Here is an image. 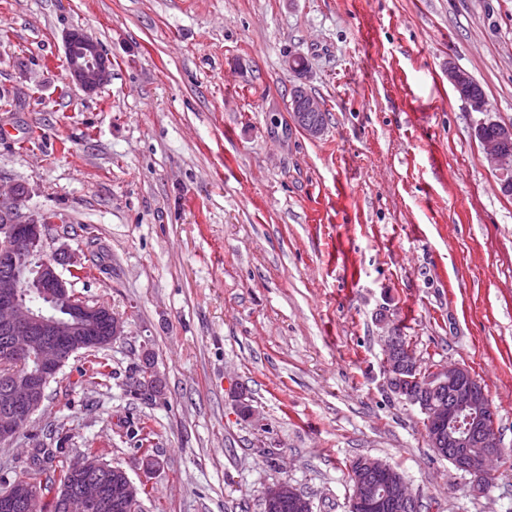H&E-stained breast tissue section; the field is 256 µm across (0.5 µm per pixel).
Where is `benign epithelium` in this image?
<instances>
[{"instance_id":"obj_1","label":"benign epithelium","mask_w":512,"mask_h":512,"mask_svg":"<svg viewBox=\"0 0 512 512\" xmlns=\"http://www.w3.org/2000/svg\"><path fill=\"white\" fill-rule=\"evenodd\" d=\"M112 61L83 30L65 37L66 81L92 94L111 78ZM290 112L293 123L307 136L317 138L325 121L307 119V113H325L321 101L304 84L293 87ZM512 139V125H502V139L481 140L485 159L499 175L501 187L512 185V151L503 142ZM46 213H33L27 196L19 186L0 189V359L23 364L31 358L34 365L11 375L0 383V444L15 440L46 400L50 382L68 360L82 351L108 348L124 335L123 320L99 303L81 298L74 282L64 277L59 265L70 274L80 271L82 259L76 252L66 260L45 252L51 238ZM395 336L384 339V368L388 377L414 370L417 362L409 357L397 361L392 353ZM451 384L454 395L449 404L428 406L419 403L418 393L407 391V400L419 405L432 439L448 435V447L457 449L453 462L486 484L487 461L471 455L477 443L485 448L501 449L495 428L488 426L482 414H474L485 392L481 383L460 364L439 366L421 385L431 390ZM363 466L381 477V485L354 487L349 502L357 512H395L412 503L406 481L388 473L377 459H366ZM147 487L135 485L126 472L101 460H80L73 482L58 499L60 512H112L126 497H137ZM286 496L296 512H312L309 499L286 481L266 487L265 500L272 503ZM37 490L31 480L20 478L0 489V512H33Z\"/></svg>"}]
</instances>
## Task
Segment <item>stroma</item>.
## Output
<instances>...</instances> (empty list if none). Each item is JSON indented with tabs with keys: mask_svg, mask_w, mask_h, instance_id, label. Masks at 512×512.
Instances as JSON below:
<instances>
[{
	"mask_svg": "<svg viewBox=\"0 0 512 512\" xmlns=\"http://www.w3.org/2000/svg\"><path fill=\"white\" fill-rule=\"evenodd\" d=\"M75 28L112 59L94 94L64 84ZM452 64L512 124V0H0V184L78 226L75 290L125 330L98 352L109 377L71 357L0 445V488L61 437L148 480L142 512H262L279 481L348 512L358 457L422 512H512V195ZM299 81L326 109L315 139L290 120ZM394 329L421 370L483 385L502 444L485 490L390 390ZM147 364L160 390L132 394ZM448 80L456 90L461 89L463 86L470 82L467 88L464 90L465 93L479 97L465 99V103L474 112L482 113L485 110L486 98L480 97L482 95H485V91L483 87L480 85V83L477 82L474 78L471 77L470 81V75L468 72L459 67L449 65Z\"/></svg>",
	"mask_w": 512,
	"mask_h": 512,
	"instance_id": "stroma-1",
	"label": "stroma"
}]
</instances>
